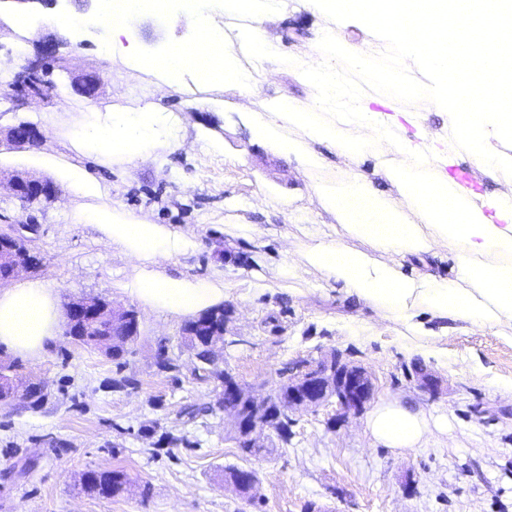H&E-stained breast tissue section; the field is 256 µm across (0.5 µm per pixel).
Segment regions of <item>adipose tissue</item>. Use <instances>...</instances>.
Masks as SVG:
<instances>
[{
	"instance_id": "adipose-tissue-1",
	"label": "adipose tissue",
	"mask_w": 512,
	"mask_h": 512,
	"mask_svg": "<svg viewBox=\"0 0 512 512\" xmlns=\"http://www.w3.org/2000/svg\"><path fill=\"white\" fill-rule=\"evenodd\" d=\"M334 21L318 45L319 57L301 71L300 78L314 96L308 109L288 98L271 100L255 121L257 139L271 141L286 152L303 155L308 166L322 157L308 152L307 142H326L348 156L361 155L363 141L341 138L343 123L391 140L401 157L393 166L377 159L376 167L394 184L396 197L381 195L359 172L335 187H318L322 206L333 213L343 235L365 240L369 251H355L337 240L314 238L305 251L308 263L340 283L346 292L371 306L379 315L407 323L418 345L433 343L435 333L414 323L416 310L433 318L461 320L482 329L512 325V196L478 203L469 190L454 183L447 169L459 150H467L475 166L494 176L512 171V152L502 142L512 139V103L503 91L512 90V0H484L472 25L461 27L473 0H417L406 9L402 0H310ZM388 34L397 68H404L408 51H415L432 77L428 95L432 108L448 116V137L440 139L418 130L415 139L402 137L403 124H416L415 113L398 112L393 99L372 104L347 84L345 74L328 60L340 38L339 26L349 18ZM473 100L471 111H457L458 99ZM346 104L337 121L325 113ZM159 115L151 108L118 112L100 123L87 113L77 134L79 146L100 151L113 160L143 157L168 148L158 135ZM288 126L303 129L305 141L284 136ZM91 223L113 245L141 260L127 291L143 304L176 317H191L224 299L223 288L208 280L189 281L166 275L156 260L187 252L193 242L162 224L140 219L106 221L94 215ZM453 251L457 275L448 280L431 274H406L395 256L420 257ZM58 310L53 293L42 282L25 280L0 289V344L38 360L55 338ZM445 417L394 399L377 404L365 421L376 444L395 452L420 447L435 430L447 428Z\"/></svg>"
}]
</instances>
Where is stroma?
I'll list each match as a JSON object with an SVG mask.
<instances>
[{"label":"stroma","instance_id":"1","mask_svg":"<svg viewBox=\"0 0 512 512\" xmlns=\"http://www.w3.org/2000/svg\"><path fill=\"white\" fill-rule=\"evenodd\" d=\"M31 22L37 39L64 36L70 44L52 75L57 88L50 101L15 106L7 96L13 75L0 74V128L28 122L42 133L31 145L0 141V181L34 175L59 193L25 208L0 191V224L38 225L32 246L43 266L35 278L52 288L57 306L100 296L136 309L140 332L119 362L62 335L42 360H23V376L43 380L46 395L36 408L0 404V512H512V327L478 330L452 321L447 337L418 349L404 324L381 317L302 257L311 238L336 234L316 197L320 184L358 170L381 194L396 196L373 167L374 157L391 155L390 145L369 138L356 160L315 143L311 149L324 164L309 169L302 156L251 132L269 99L307 107L313 91L296 68L243 54L239 64L255 79L252 92L188 79L171 89L147 69L103 56L99 26L74 33L46 25L40 14ZM329 26L328 14L307 0H284L265 22L280 54L307 63ZM191 32L182 15L165 23L147 14L130 38L155 50ZM343 36L366 59L359 64L339 54L334 65L365 94L386 98L399 79L427 87L420 62L398 76L374 60L383 41L372 28L349 19ZM74 72L100 78L94 97L72 91ZM148 105L160 112L170 138L164 153L97 164L73 145L84 112L107 119ZM84 169L98 182L96 194L69 187L71 174ZM92 210L193 237V252L162 269L223 284L229 321L222 367L242 387L268 394L288 364L338 349L370 373L373 403L397 399L447 413V433L400 455L373 442L365 415L341 418L329 401L293 412L288 439L264 433L263 450L242 455L228 416L214 407L217 380L194 373L198 361L184 342V319L125 292L136 261L80 222ZM164 359L172 365L166 372L158 366ZM424 373L437 379L435 391L420 388ZM122 378L128 386L116 387ZM188 407L194 416L185 415ZM229 468L256 472L255 498H241L225 484ZM114 469L128 478L121 494L84 487V473Z\"/></svg>","mask_w":512,"mask_h":512}]
</instances>
